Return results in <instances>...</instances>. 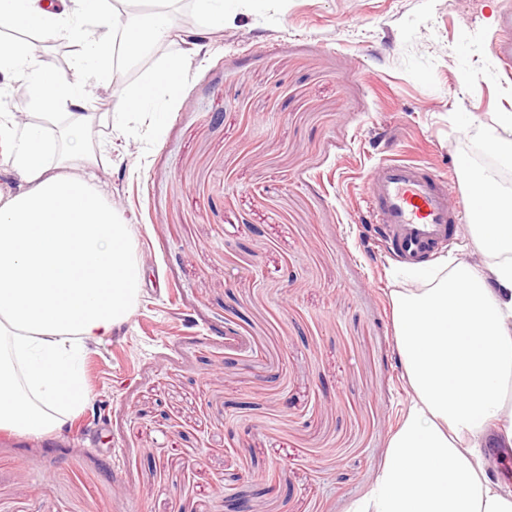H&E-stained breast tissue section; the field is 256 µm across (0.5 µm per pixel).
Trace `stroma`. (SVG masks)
Here are the masks:
<instances>
[{
  "instance_id": "stroma-1",
  "label": "stroma",
  "mask_w": 512,
  "mask_h": 512,
  "mask_svg": "<svg viewBox=\"0 0 512 512\" xmlns=\"http://www.w3.org/2000/svg\"><path fill=\"white\" fill-rule=\"evenodd\" d=\"M512 0H238L188 60L162 123H100L102 189L144 270L134 313L90 346L84 411L0 430V512H348L386 462L411 389L394 259L355 221L385 157L447 175L512 113L491 39ZM179 41L114 69L91 109Z\"/></svg>"
}]
</instances>
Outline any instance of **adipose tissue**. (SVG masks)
<instances>
[{
  "label": "adipose tissue",
  "mask_w": 512,
  "mask_h": 512,
  "mask_svg": "<svg viewBox=\"0 0 512 512\" xmlns=\"http://www.w3.org/2000/svg\"><path fill=\"white\" fill-rule=\"evenodd\" d=\"M174 0L138 17L110 0H0V29L74 37L71 74L43 66L32 44L0 47V93L24 86V117L0 113V429L41 436L86 406L88 344L133 314L140 267L131 229L104 197L92 148L76 132L88 77L110 79L114 52L129 60L165 40ZM142 91L115 103L113 128L166 112L202 46L192 31ZM482 208L470 225L485 261L439 260L414 271L424 288L393 297L395 339L411 399L368 494L350 512H512V482L481 447L490 431L512 441V198L486 176L467 182Z\"/></svg>",
  "instance_id": "1"
}]
</instances>
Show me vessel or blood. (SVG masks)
<instances>
[{
    "mask_svg": "<svg viewBox=\"0 0 512 512\" xmlns=\"http://www.w3.org/2000/svg\"><path fill=\"white\" fill-rule=\"evenodd\" d=\"M501 77L512 79V9L499 22L492 44ZM448 178L433 174L424 164L393 158L373 167L359 215L386 252L407 264H417L443 245L452 243L458 212L448 200L449 180H463L471 164L460 158L448 165Z\"/></svg>",
    "mask_w": 512,
    "mask_h": 512,
    "instance_id": "vessel-or-blood-1",
    "label": "vessel or blood"
}]
</instances>
